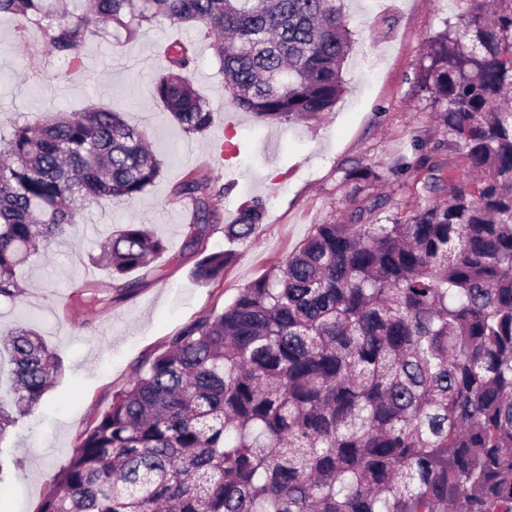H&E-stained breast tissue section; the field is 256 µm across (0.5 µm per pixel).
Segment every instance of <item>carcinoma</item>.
Masks as SVG:
<instances>
[{
    "instance_id": "cac0c4a2",
    "label": "carcinoma",
    "mask_w": 512,
    "mask_h": 512,
    "mask_svg": "<svg viewBox=\"0 0 512 512\" xmlns=\"http://www.w3.org/2000/svg\"><path fill=\"white\" fill-rule=\"evenodd\" d=\"M486 0L428 45L418 76L447 139L416 163L415 201L348 196L346 221L317 224L280 265L220 312L136 366L55 476L40 512H512V0ZM69 66L112 22L198 24L215 37L224 90L262 122L313 120L344 90L345 0H0ZM154 95L190 135L217 119L195 92L181 42ZM145 131L96 107L16 122L0 139V300L24 293L20 267L73 234L82 206L140 197L160 175ZM457 158L451 163L448 155ZM227 186L209 175L175 188L196 204L200 244ZM242 204L231 242L263 220ZM131 293L134 271L165 251L127 224L100 244ZM235 253L201 258L223 275ZM12 399L0 439L34 413L63 360L32 328L0 330Z\"/></svg>"
}]
</instances>
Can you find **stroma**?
Returning <instances> with one entry per match:
<instances>
[{"mask_svg": "<svg viewBox=\"0 0 512 512\" xmlns=\"http://www.w3.org/2000/svg\"><path fill=\"white\" fill-rule=\"evenodd\" d=\"M472 0H347L352 49L343 67L344 92L318 121L260 122L239 110L224 90L212 38L197 25H143L134 38L87 41L82 63L67 67L51 54L40 31L23 18L0 16V133L20 119L47 112L119 106L145 130L162 163L160 178L138 199L85 205L72 239L56 241L20 269L21 302H0V328L35 327L63 360V372L34 414L11 427L0 453L18 467L0 483V512H40L56 474L80 435L110 407L133 367L161 353L187 324L221 311L312 232L345 219L352 183L345 174L367 168L361 194L397 214L414 200L408 167L421 145L443 138L437 110L416 78L430 41L456 29ZM175 40L192 45L197 92L221 117L205 136L186 134L153 93ZM206 172L227 185L213 198L219 223L209 225L201 249L186 248L195 220L191 201L173 188ZM253 197L268 199L266 214L246 241L229 242L225 224ZM126 224H142L166 250L150 259V274L130 297L115 301L116 282L97 261L101 241ZM234 250L222 277L196 281L202 252ZM91 289L100 305L82 307L77 292Z\"/></svg>", "mask_w": 512, "mask_h": 512, "instance_id": "1", "label": "stroma"}]
</instances>
